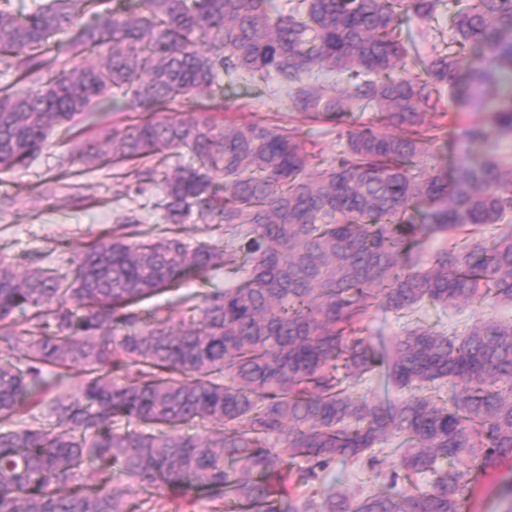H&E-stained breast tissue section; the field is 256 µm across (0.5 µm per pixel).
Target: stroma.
Listing matches in <instances>:
<instances>
[{"instance_id":"1","label":"stroma","mask_w":512,"mask_h":512,"mask_svg":"<svg viewBox=\"0 0 512 512\" xmlns=\"http://www.w3.org/2000/svg\"><path fill=\"white\" fill-rule=\"evenodd\" d=\"M223 84L226 108L220 113V120L295 127L308 147L321 150L324 158H334L340 151L345 126L312 122L306 115L288 110L282 98L271 95L265 86L247 83L237 76H225ZM476 118V113L460 112L449 120L434 147L440 164L454 166L468 156L460 129L463 123ZM69 166V152L54 149L28 168L0 173V195L13 199L7 210L0 211V255L19 268L32 264L68 268L71 257L102 230L112 228L116 216L129 204L128 182L115 181L104 170L84 176L85 194L89 198L84 205H77L62 188L51 194L42 192L41 186L47 179ZM404 325V318L382 307L373 309L364 321L365 334L379 361L360 391L387 408L398 402L401 392L389 380L384 358ZM511 480V464L490 471L465 512H512V499L502 495L504 484Z\"/></svg>"}]
</instances>
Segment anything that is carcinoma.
Segmentation results:
<instances>
[{"label":"carcinoma","mask_w":512,"mask_h":512,"mask_svg":"<svg viewBox=\"0 0 512 512\" xmlns=\"http://www.w3.org/2000/svg\"><path fill=\"white\" fill-rule=\"evenodd\" d=\"M0 0V172L77 141L78 193L108 168L161 187L162 223L137 206L70 269L21 275L0 257V512H182L198 494L224 512H463L478 477L512 461V321L478 316L460 335L407 323L387 360L403 392L383 408L357 392L377 356L363 322L512 305V0ZM447 27L434 26L439 19ZM433 35L410 50L404 23ZM226 73L276 79L288 108L346 132L331 160L299 132L224 127ZM326 73L346 76L339 83ZM482 158L431 165L444 99ZM180 119L165 113L183 102ZM122 106L120 123L92 121ZM391 127L395 132L384 131ZM188 163L170 168L176 153ZM224 177L219 187L214 176ZM224 244L188 245L191 217ZM432 236L446 244L423 259ZM224 270V287L209 288ZM198 281L180 330L141 303ZM75 371L49 402L46 374ZM207 421L204 435L181 427ZM389 448L380 460L369 450ZM368 472L356 495L326 476ZM430 473L426 487L399 483ZM146 497L133 507L117 480Z\"/></svg>","instance_id":"obj_1"}]
</instances>
